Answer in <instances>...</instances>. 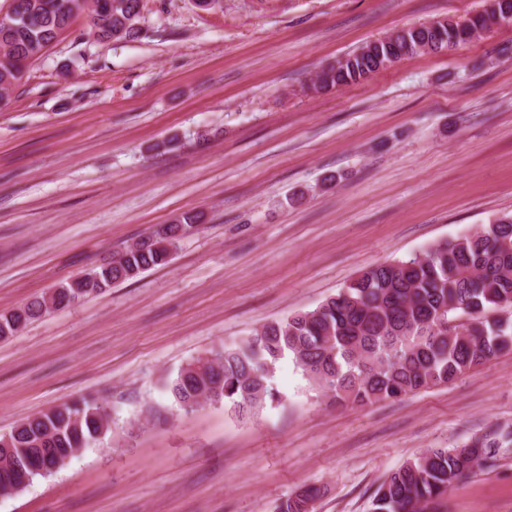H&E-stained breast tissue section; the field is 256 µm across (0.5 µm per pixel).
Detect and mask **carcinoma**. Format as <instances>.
I'll return each instance as SVG.
<instances>
[{"label": "carcinoma", "instance_id": "1", "mask_svg": "<svg viewBox=\"0 0 512 512\" xmlns=\"http://www.w3.org/2000/svg\"><path fill=\"white\" fill-rule=\"evenodd\" d=\"M142 0H11L0 17V97L24 72L16 58L36 60L70 25L90 11L100 41L138 39ZM512 25V0H489L463 24L448 19L412 25L389 39L370 41L323 69L308 86L322 92L355 85L403 59L452 49L493 28ZM200 215L186 211L175 224L159 225L80 277L0 313V338H8L51 309L97 295L114 284L166 265L181 240L197 230ZM512 215L452 240L428 246L406 261L370 267L313 309L263 324L254 335L183 367L170 383L179 407L193 411L212 391L239 416L277 402L276 363L285 355L340 406L397 399L452 382L512 350ZM457 316L462 330H433ZM105 408L79 400L53 407L0 434V494L14 486L15 467L30 479L50 475L101 438ZM512 430L496 429L452 448H430L393 471L379 485L371 512H430L429 506L458 480L494 467ZM321 489L308 486L276 506V512H308Z\"/></svg>", "mask_w": 512, "mask_h": 512}]
</instances>
